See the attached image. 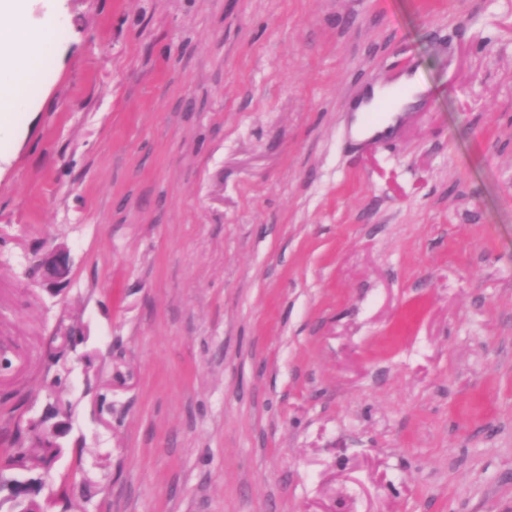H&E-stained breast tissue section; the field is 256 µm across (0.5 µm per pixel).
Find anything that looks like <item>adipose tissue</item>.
<instances>
[{
	"mask_svg": "<svg viewBox=\"0 0 512 512\" xmlns=\"http://www.w3.org/2000/svg\"><path fill=\"white\" fill-rule=\"evenodd\" d=\"M28 0H0V139L15 127L53 44L54 29L22 21Z\"/></svg>",
	"mask_w": 512,
	"mask_h": 512,
	"instance_id": "obj_1",
	"label": "adipose tissue"
}]
</instances>
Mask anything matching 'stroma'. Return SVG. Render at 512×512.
I'll list each match as a JSON object with an SVG mask.
<instances>
[{"label":"stroma","mask_w":512,"mask_h":512,"mask_svg":"<svg viewBox=\"0 0 512 512\" xmlns=\"http://www.w3.org/2000/svg\"><path fill=\"white\" fill-rule=\"evenodd\" d=\"M50 21L0 145V438L59 408L54 512H512V0ZM408 69L423 103L357 141ZM410 87L412 90V95L409 98L404 100L397 98V112H405L407 107L416 102L418 100V96L424 91V87L420 83L417 76H409L407 74L402 75L394 84L386 85V86H374L371 92L367 95V97L361 102V104L357 107L355 112L359 113L364 112L369 105L377 100L381 95H392L396 94V90L400 87ZM42 280L52 287L60 286L70 271V255L67 249L56 246L49 249L41 260Z\"/></svg>","instance_id":"35a3bbf8"}]
</instances>
